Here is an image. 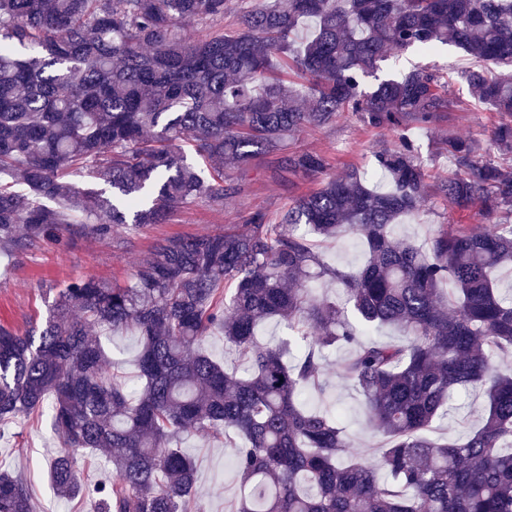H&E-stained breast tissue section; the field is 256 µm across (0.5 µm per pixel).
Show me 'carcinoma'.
I'll return each mask as SVG.
<instances>
[{
    "instance_id": "cac0c4a2",
    "label": "carcinoma",
    "mask_w": 512,
    "mask_h": 512,
    "mask_svg": "<svg viewBox=\"0 0 512 512\" xmlns=\"http://www.w3.org/2000/svg\"><path fill=\"white\" fill-rule=\"evenodd\" d=\"M236 29L214 30L226 14ZM194 21L198 38L184 27ZM454 46L478 62L462 71L469 97L505 117L512 148V0H0V251L58 237L163 224L204 198L224 205V169L248 168L288 137L350 112L398 143L375 153L389 188L356 170L327 177L269 224L254 212L233 232L164 239L131 281L83 276L58 289L39 328L0 325V426L51 409L66 451L52 460L55 490L92 499L95 512H201L197 467L183 434L234 435L239 493L230 512H512V294L495 274L512 265V164L475 157L450 136L457 170L439 191L484 224L440 227L427 246L394 237L429 188L411 125L458 106L437 72L377 79L391 51ZM209 165L187 162L182 144ZM288 169L328 168L294 153ZM69 170L112 189L79 190ZM353 233L365 262L324 264L309 236ZM341 285L345 305L311 297ZM288 338L269 346L258 326ZM393 325L406 341L361 338ZM138 333V388L107 371L93 332ZM219 334L244 372L203 348ZM364 398L375 456L351 447L336 417L302 400L320 390L329 355ZM480 390L481 426L462 439L429 436L459 391ZM102 456L112 480L88 486L81 454ZM0 512H33L27 482L0 471Z\"/></svg>"
}]
</instances>
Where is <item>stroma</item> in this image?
<instances>
[{"mask_svg":"<svg viewBox=\"0 0 512 512\" xmlns=\"http://www.w3.org/2000/svg\"><path fill=\"white\" fill-rule=\"evenodd\" d=\"M471 64L468 55L452 46L431 56L408 50L391 53L381 62L377 77L418 65L453 74ZM499 122L498 113L470 105L444 113L429 128L409 130V137L421 149L430 196L415 218L395 226L398 238L422 244L440 225L474 223L472 213L455 211L438 192L449 169L448 155L440 146V138L452 134L474 139L482 145V160L512 162V153L501 152L492 141ZM394 141L390 131L369 127L357 116L345 112L326 125L305 129L299 136L287 139L282 153L260 156L248 169L225 166L224 184L230 187L231 193L225 196L223 206L216 207L200 199L176 209L166 223L133 230L117 228L105 240L92 234L73 236L64 231L59 240L41 242L26 252L13 256L0 254V323L20 333L40 326L53 300V289L64 287L76 277L92 275L108 285L127 284L136 264L160 240L235 229L256 211L265 213L270 222H277L281 213L318 189L321 183L320 178L285 170L286 155L303 151L322 154L329 161L328 175L340 177L352 166L370 171L375 151ZM317 250L325 262L343 271L358 269L365 259L363 243L353 235L332 243H318ZM100 341L109 356L112 373L133 378L139 350L135 332L106 331ZM306 401L309 406L329 409L338 415L351 440L349 455L369 458L375 454L381 440L367 431L362 398L343 379L330 375L324 392L310 393ZM463 403V416L453 415L439 423L435 428L437 436L460 439L479 426L480 410L484 406L482 393L470 392ZM182 446L196 461L204 512H225L226 500L237 495L239 487L232 464L233 448L223 440L196 432L185 434ZM63 448L64 442L54 431L49 414L22 415L0 431V468L25 477L35 512H93V501L80 503L58 497L52 486L50 462Z\"/></svg>","mask_w":512,"mask_h":512,"instance_id":"35a3bbf8","label":"stroma"}]
</instances>
